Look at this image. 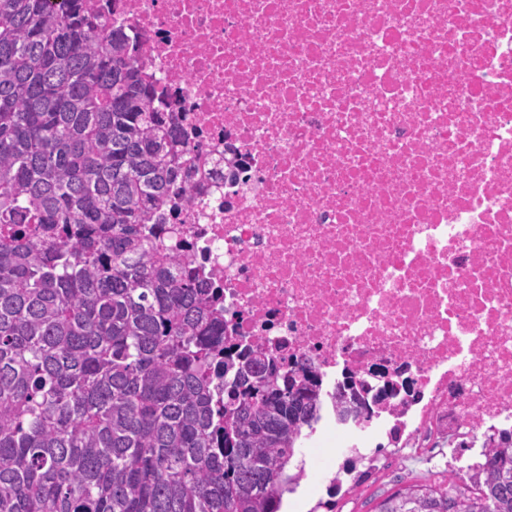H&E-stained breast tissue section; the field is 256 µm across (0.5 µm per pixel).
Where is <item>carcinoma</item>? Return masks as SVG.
<instances>
[{
    "mask_svg": "<svg viewBox=\"0 0 512 512\" xmlns=\"http://www.w3.org/2000/svg\"><path fill=\"white\" fill-rule=\"evenodd\" d=\"M185 164L122 29L0 0V512H280L319 381L221 347L224 306L156 232ZM484 447L474 487L377 512H512V430Z\"/></svg>",
    "mask_w": 512,
    "mask_h": 512,
    "instance_id": "1",
    "label": "carcinoma"
}]
</instances>
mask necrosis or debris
Instances as JSON below:
<instances>
[{"instance_id": "necrosis-or-debris-1", "label": "necrosis or debris", "mask_w": 512, "mask_h": 512, "mask_svg": "<svg viewBox=\"0 0 512 512\" xmlns=\"http://www.w3.org/2000/svg\"><path fill=\"white\" fill-rule=\"evenodd\" d=\"M201 170L159 225L224 343L363 384L399 455L512 423V0H86ZM325 421L349 501L390 468Z\"/></svg>"}]
</instances>
